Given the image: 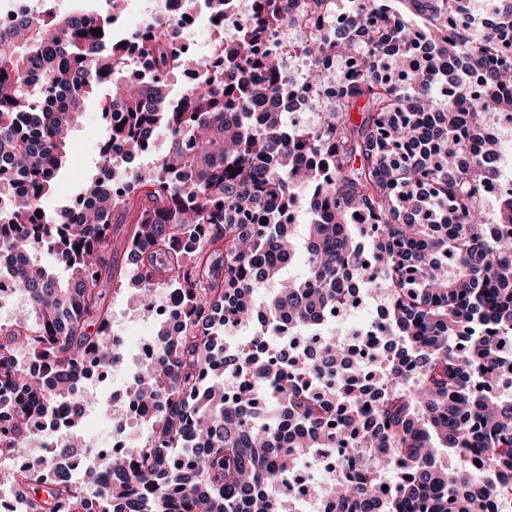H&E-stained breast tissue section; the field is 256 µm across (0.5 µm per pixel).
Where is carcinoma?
I'll list each match as a JSON object with an SVG mask.
<instances>
[{
	"label": "carcinoma",
	"instance_id": "cac0c4a2",
	"mask_svg": "<svg viewBox=\"0 0 512 512\" xmlns=\"http://www.w3.org/2000/svg\"><path fill=\"white\" fill-rule=\"evenodd\" d=\"M50 18L21 14L0 30V271L30 299L28 334L0 330V472L22 486L24 512H296L281 483L321 448L349 447L348 471L320 489L327 512H495L512 495V399L495 391L512 360V196L489 214L498 176L485 116L512 110V64L502 59L512 0H498L477 38L461 0H355L347 19L304 46L306 86L331 95L313 131L288 129L256 106L285 88L282 62L255 42L300 24L316 28L327 0H261L249 34L224 49V75L171 92L169 76L203 68L176 54L160 26L137 36L151 72L128 84L112 39L117 0ZM100 30L96 36L93 31ZM352 60L348 69L336 61ZM112 87L101 107L109 141L146 154L152 133L171 137L146 174L118 186L122 159L99 154L75 213L50 207L85 99ZM321 155L324 169L299 158ZM193 171L190 181L176 174ZM312 187L305 272L279 282L296 257L282 214L293 187ZM129 222L132 275L115 276L112 225ZM40 248L54 262L36 260ZM278 283L270 299L254 292ZM387 292L381 392L342 372L340 346L322 360L224 348L227 329L258 322L314 332L352 285ZM183 295L187 334L158 328L153 362L129 387L146 409V441L106 455L78 481L18 472L11 459L32 438L31 418L72 400L76 373L112 363L111 309L102 284ZM23 350L51 383L18 362ZM246 370L235 395L215 372Z\"/></svg>",
	"mask_w": 512,
	"mask_h": 512
}]
</instances>
